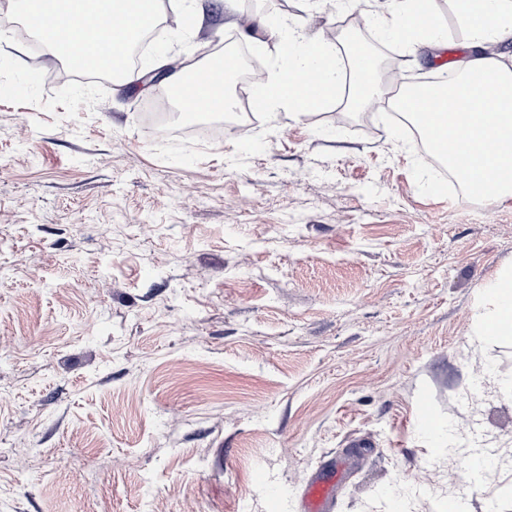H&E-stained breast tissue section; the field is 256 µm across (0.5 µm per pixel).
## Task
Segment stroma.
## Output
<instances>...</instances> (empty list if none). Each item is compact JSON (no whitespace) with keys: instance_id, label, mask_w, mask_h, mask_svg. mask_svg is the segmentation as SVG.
Segmentation results:
<instances>
[{"instance_id":"1","label":"stroma","mask_w":512,"mask_h":512,"mask_svg":"<svg viewBox=\"0 0 512 512\" xmlns=\"http://www.w3.org/2000/svg\"><path fill=\"white\" fill-rule=\"evenodd\" d=\"M5 3L0 512H302L340 464L332 512H389L399 491L404 512H512V338L483 339L477 319L512 268V199L450 198L406 125L343 100L248 118L266 149L235 169L233 129L162 134L147 90L42 74L35 26ZM378 8L355 12L379 89L436 74L443 50L381 39ZM189 9L190 30L146 50L152 68L204 63L256 7L160 6ZM265 9L323 40L346 12ZM452 441L496 456L484 484L461 489Z\"/></svg>"}]
</instances>
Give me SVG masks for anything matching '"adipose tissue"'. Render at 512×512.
<instances>
[{
	"mask_svg": "<svg viewBox=\"0 0 512 512\" xmlns=\"http://www.w3.org/2000/svg\"><path fill=\"white\" fill-rule=\"evenodd\" d=\"M468 32L471 53L452 84L429 86L406 109L430 134L434 151L481 193L512 198V66L489 53L490 45L512 33V0H453ZM23 9L40 40L58 59L84 28H100L102 40L88 43L86 60L119 76L128 36L158 20V0H25ZM388 38L411 48L447 41V30L420 0H390L376 20ZM484 335H512V271L504 272L486 292L480 318Z\"/></svg>",
	"mask_w": 512,
	"mask_h": 512,
	"instance_id": "adipose-tissue-1",
	"label": "adipose tissue"
}]
</instances>
